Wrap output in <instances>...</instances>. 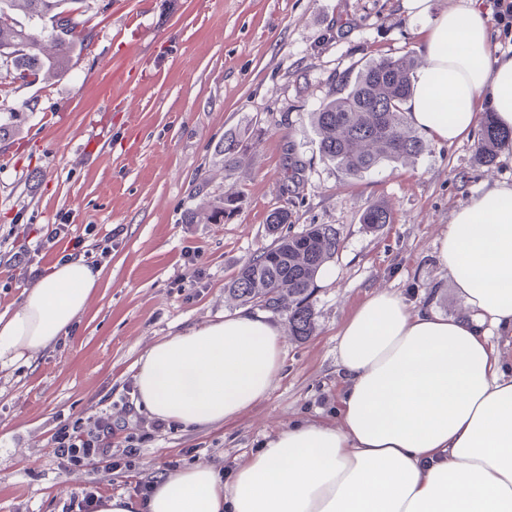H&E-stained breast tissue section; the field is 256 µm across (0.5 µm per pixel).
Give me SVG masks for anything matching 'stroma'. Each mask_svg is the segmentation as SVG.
<instances>
[{
  "instance_id": "obj_1",
  "label": "stroma",
  "mask_w": 512,
  "mask_h": 512,
  "mask_svg": "<svg viewBox=\"0 0 512 512\" xmlns=\"http://www.w3.org/2000/svg\"><path fill=\"white\" fill-rule=\"evenodd\" d=\"M400 2L87 0L83 49L62 79L26 84L0 63V110L31 105L0 143V311L28 284L6 264L14 240L41 243L45 270L75 251L65 238L43 243L45 225H75L82 258L104 268L70 336L0 373V512H62L87 486L130 494L136 481L194 465L231 468L292 422L338 423L337 333L376 292L466 315L438 264V240L487 181L512 182V142L485 167L479 132L452 144L429 137L414 162L348 177L321 157L312 124L341 77L421 51L420 27ZM234 132L248 150L228 172L220 147ZM290 156L303 171L286 194ZM228 195L233 218L208 223L206 201ZM376 203L393 221L369 229L360 218ZM282 206L291 231L331 224L340 234L336 278L312 296L313 336H290L287 315L274 314L283 362L264 400L221 427L152 431L136 404L135 361L154 341L236 312L224 286L272 244L267 217ZM109 230L104 256L97 243ZM107 395L113 453L125 437L142 439L132 479L121 468L61 467L51 451L56 427L95 416Z\"/></svg>"
}]
</instances>
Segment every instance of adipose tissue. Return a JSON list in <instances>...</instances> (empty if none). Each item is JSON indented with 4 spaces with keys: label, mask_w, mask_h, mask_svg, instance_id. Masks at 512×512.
Returning a JSON list of instances; mask_svg holds the SVG:
<instances>
[{
    "label": "adipose tissue",
    "mask_w": 512,
    "mask_h": 512,
    "mask_svg": "<svg viewBox=\"0 0 512 512\" xmlns=\"http://www.w3.org/2000/svg\"><path fill=\"white\" fill-rule=\"evenodd\" d=\"M420 22L424 66L408 121L441 142L481 113L512 129V55L498 51L479 0H402ZM439 263L468 313L362 301L338 334L340 422H297L229 475L196 465L146 495L102 496L96 512H512V185L487 184L452 214ZM102 269L70 256L0 312V371L54 347L86 312ZM281 332L242 310L154 342L135 363L138 405L184 429L220 426L269 393Z\"/></svg>",
    "instance_id": "adipose-tissue-1"
}]
</instances>
